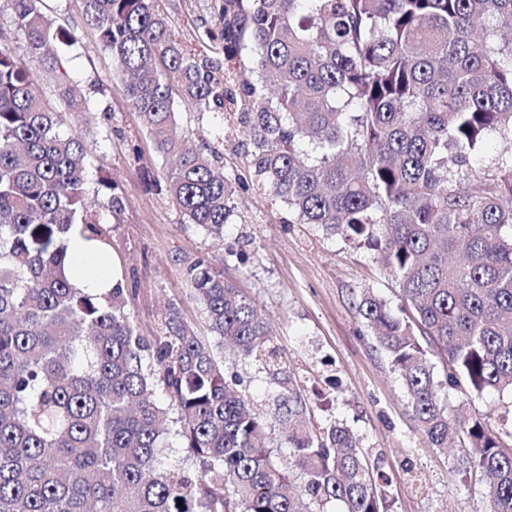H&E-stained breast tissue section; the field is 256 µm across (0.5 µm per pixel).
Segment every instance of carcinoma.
Here are the masks:
<instances>
[{"label": "carcinoma", "mask_w": 512, "mask_h": 512, "mask_svg": "<svg viewBox=\"0 0 512 512\" xmlns=\"http://www.w3.org/2000/svg\"><path fill=\"white\" fill-rule=\"evenodd\" d=\"M130 110L173 159L166 192L185 223L224 237L232 190L221 134L188 133L177 106L228 113L252 184L288 224L376 252L400 297L368 289L361 323L401 381L419 435L462 448L458 472L486 476L485 512H512V423L495 432L448 391H512V0H205L184 49L164 0H81ZM0 27V512H388V479L340 424L315 427L299 381L272 400L274 438L218 349L278 365L271 326L208 259L187 268L215 342L173 303L160 336L140 335L129 289L77 288L74 226L101 240L87 205L84 142L62 132L80 96L63 65L80 34L45 0H7ZM53 74L51 100L13 46ZM509 145L485 166L490 133ZM105 209L123 197L103 178ZM446 355L444 377L430 350ZM175 435L185 458L165 462ZM300 478L299 494L286 492Z\"/></svg>", "instance_id": "cac0c4a2"}]
</instances>
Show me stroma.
Here are the masks:
<instances>
[{"mask_svg": "<svg viewBox=\"0 0 512 512\" xmlns=\"http://www.w3.org/2000/svg\"><path fill=\"white\" fill-rule=\"evenodd\" d=\"M66 67L93 103L91 111L68 113L65 125L93 160L88 206L99 207L102 173L125 197L124 211L104 226V250L114 278L133 290L128 309L141 335H159L167 305L176 303L198 335L208 336L186 269L201 258L223 265L225 278L271 324L282 368L300 379L316 423H346L388 477L389 512H484L481 485L458 473L456 451L441 452L420 437L397 375L364 333L356 307L363 290L399 304L373 251L313 224L287 223L286 208L253 186L234 185L235 210L223 239L184 223L165 191V163L92 33L67 53ZM222 355L258 399L279 392L275 372L227 349Z\"/></svg>", "mask_w": 512, "mask_h": 512, "instance_id": "35a3bbf8", "label": "stroma"}]
</instances>
